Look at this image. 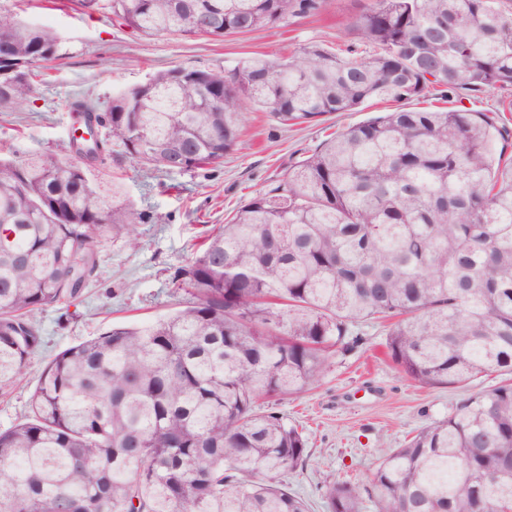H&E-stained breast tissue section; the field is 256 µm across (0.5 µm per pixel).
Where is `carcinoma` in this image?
Segmentation results:
<instances>
[{
	"mask_svg": "<svg viewBox=\"0 0 512 512\" xmlns=\"http://www.w3.org/2000/svg\"><path fill=\"white\" fill-rule=\"evenodd\" d=\"M326 0H109L122 24L186 37L282 28ZM355 28L374 48H300L230 70L178 66L112 96L70 101L95 127L73 166L0 162V396L41 350L38 316L75 299L98 247L135 241L144 216L89 174L110 139L166 174L218 167L240 145L242 104L284 126L372 101L396 109L338 131L198 246L154 321L112 326L57 352L27 413L0 431V512H308L281 478L307 438L264 402L305 391L351 328L387 322L411 381L462 398L367 484L334 482L327 512H512V158L495 119L405 105L512 89V0H371ZM0 82L30 101L40 63L63 56L51 26L0 16Z\"/></svg>",
	"mask_w": 512,
	"mask_h": 512,
	"instance_id": "1",
	"label": "carcinoma"
}]
</instances>
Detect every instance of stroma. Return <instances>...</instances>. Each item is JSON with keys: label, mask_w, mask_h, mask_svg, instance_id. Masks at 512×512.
Here are the masks:
<instances>
[{"label": "stroma", "mask_w": 512, "mask_h": 512, "mask_svg": "<svg viewBox=\"0 0 512 512\" xmlns=\"http://www.w3.org/2000/svg\"><path fill=\"white\" fill-rule=\"evenodd\" d=\"M368 2L326 0L317 17L216 40L176 33L145 36L120 24L110 10H87L77 0H41L35 9L26 0H0V11L53 26L66 49L30 102L0 112V160L32 151L68 158L73 124L67 101L82 95L104 105L113 93L160 70L178 65L230 69L253 56L286 57L307 44L364 50L352 23ZM387 110V104L378 103L284 127L251 107L241 143L223 166L185 174L148 169L118 149L108 153L92 172L94 186L108 193L113 177H121L125 200L145 213L146 220L136 227L135 243L119 239L100 246L98 275L77 300L41 314L44 346L27 370L25 387L0 401V429L26 413L30 388L56 352L112 325L179 309L188 296L174 287L173 276L201 237L227 222L247 199L283 179L328 134ZM354 332L356 347L332 354L317 382L275 405L308 438L311 461L302 472L289 475L288 485L309 501L312 512H325V485L339 480L365 485L380 450L402 447L428 424L447 418L464 392L498 382L491 376L463 390L421 386L405 378L388 356L384 323L363 322Z\"/></svg>", "instance_id": "obj_1"}]
</instances>
